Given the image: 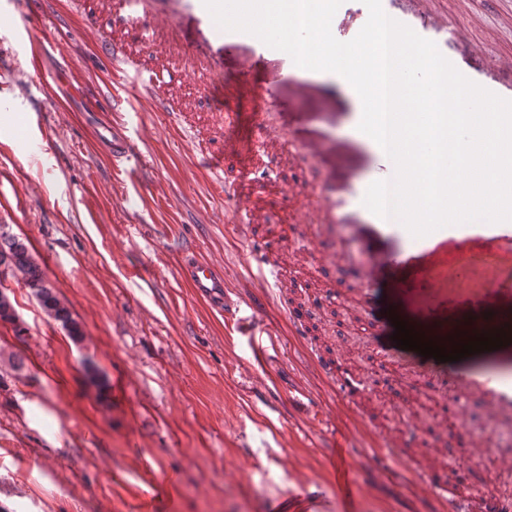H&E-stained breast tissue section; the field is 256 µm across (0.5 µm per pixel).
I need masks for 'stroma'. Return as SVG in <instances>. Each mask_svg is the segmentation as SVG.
I'll list each match as a JSON object with an SVG mask.
<instances>
[{
    "instance_id": "stroma-1",
    "label": "stroma",
    "mask_w": 512,
    "mask_h": 512,
    "mask_svg": "<svg viewBox=\"0 0 512 512\" xmlns=\"http://www.w3.org/2000/svg\"><path fill=\"white\" fill-rule=\"evenodd\" d=\"M486 60H512V0H436ZM99 107L88 110L87 99ZM109 120L141 156L113 172L92 127ZM263 154L288 189L277 208L303 206L300 224H272L247 243L231 230L235 202L213 192L194 144L151 101L112 71L68 0H47L41 20L0 17V220L25 239L53 292L83 330L81 341L49 317L28 288L6 285L17 324L0 322V512H306L296 492L319 491L318 512H339L333 493L337 440H346L358 481L357 512H451L512 488V424L468 398L470 435L493 433L497 451L474 455L483 469L437 495L421 474L444 471L462 452L457 432L432 407L446 397L427 375L405 369L418 352L375 350L374 322L393 334L409 320L432 253L407 256L405 234L383 237L354 224L319 228L303 183L335 172L358 183L372 155L316 158L297 167L279 145ZM336 248L328 250L327 235ZM288 254L303 282L336 285L317 319L321 341L291 333L286 299L249 260L254 247ZM221 267L231 299L253 317L246 334L197 299L180 276L188 252ZM401 256L364 287L352 268ZM272 336L261 367L250 347ZM330 345L365 380L342 398L321 371ZM384 374L389 387L371 379ZM266 401H257V389ZM392 448L401 457L389 456Z\"/></svg>"
}]
</instances>
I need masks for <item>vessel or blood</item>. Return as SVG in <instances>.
Segmentation results:
<instances>
[{"label":"vessel or blood","instance_id":"1","mask_svg":"<svg viewBox=\"0 0 512 512\" xmlns=\"http://www.w3.org/2000/svg\"><path fill=\"white\" fill-rule=\"evenodd\" d=\"M384 12L391 18L409 26L420 36L433 41L439 51L473 82L502 98L512 100V81L501 80L495 66L484 61H471L459 48L456 29L450 28L447 18L427 11L426 0H381ZM74 10L85 25L94 32L97 43L112 61L113 71L134 72L139 93L150 98L157 111L163 112L174 125L187 132H196L194 118L184 104L171 96L170 89L183 71H190L197 99L209 98L216 81L224 73V48L232 46L243 63L238 86L225 94V120L236 131L231 141L215 137L205 141L199 153L211 176L215 191L242 203L243 210L235 219L241 237H249L252 225L268 222L270 214L260 202L267 197L282 194L283 189L273 163L260 156V141L264 138L279 140L294 161L317 157L335 151L336 144L328 133L336 126L335 107H326L318 114V124L311 136L296 139L288 132L285 115H271L263 103L285 94L306 96L318 93V84L304 80L303 68L296 66L291 57L265 45L256 37L220 29L214 23L202 0H72ZM369 16L362 0H344L333 22L338 40L353 39ZM192 23V31H185V23ZM264 71L263 80H255V71ZM251 102L250 111H240L239 96ZM232 150L243 159L235 176L224 172V152ZM374 163L367 176L351 191L348 203L336 200V188L325 183L317 195L319 223H335L342 212L359 218L380 234L394 233L395 227L371 213L363 204L367 187L377 180H388L394 175V164L380 146H373ZM139 153V145L129 135L113 136L112 163L121 165ZM435 240L455 238H484L512 242V222L490 224L478 222L451 225L431 234ZM430 238V239H431ZM462 261L449 257L447 264L430 265L422 271L423 286L417 301L418 331L426 338L437 335L442 316L439 308L448 300L446 289L448 273L459 272ZM183 276L195 295L213 309L223 312L225 323H234V316L226 315L224 277L208 262L188 259ZM506 281L500 275L488 278L484 287L476 292L469 304L471 318L464 324V331L487 328L484 313L489 302L504 292ZM512 317L502 316L492 325L503 328ZM450 398L469 395L481 397L490 409L504 418L512 417V373L487 371L482 373H457L448 381ZM344 445H337L333 454L335 491L347 512H352L357 486L354 470L343 461Z\"/></svg>","mask_w":512,"mask_h":512}]
</instances>
